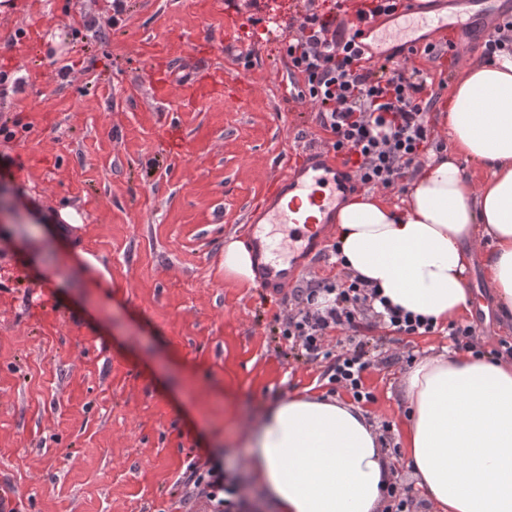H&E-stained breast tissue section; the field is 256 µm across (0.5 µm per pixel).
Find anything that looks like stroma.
Here are the masks:
<instances>
[{"label":"stroma","mask_w":512,"mask_h":512,"mask_svg":"<svg viewBox=\"0 0 512 512\" xmlns=\"http://www.w3.org/2000/svg\"><path fill=\"white\" fill-rule=\"evenodd\" d=\"M0 12V493L15 512H211L187 484L189 467L246 474L254 417L296 391L351 402L327 380L326 359L280 334L290 289L224 275V240L244 239L292 159L323 148L316 110L285 96L294 82L284 42L225 48L224 0H12ZM460 7L455 37L422 32L418 46L454 40L463 63L504 0H430ZM336 0H239L241 15L296 33ZM220 62L212 84L209 61ZM440 111L459 66L413 56ZM78 209L62 234L25 218ZM474 252L468 287L484 314L468 322L489 348L512 346V317L496 308ZM374 395L361 410L384 449L401 445L404 354L443 353L447 325L401 336L364 314Z\"/></svg>","instance_id":"stroma-1"}]
</instances>
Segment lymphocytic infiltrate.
Instances as JSON below:
<instances>
[{"label":"lymphocytic infiltrate","mask_w":512,"mask_h":512,"mask_svg":"<svg viewBox=\"0 0 512 512\" xmlns=\"http://www.w3.org/2000/svg\"><path fill=\"white\" fill-rule=\"evenodd\" d=\"M402 2L366 0L347 25L332 16L305 15L298 34L288 40V57L303 80L298 98L317 106L331 148L350 166L357 184L372 189L396 188L432 145L428 114L434 99L426 78L404 60V46L396 48L398 61L378 68L371 63L366 24L396 16ZM293 298L297 311L286 318L282 336L300 343L310 358L329 360V384L356 401H371L363 381L371 365L364 343L333 351L325 338L333 330H357L365 308L378 298L376 288L356 276L310 279L294 289ZM189 479L212 503V512H238L241 488L225 478L221 465L191 472Z\"/></svg>","instance_id":"f902f5d3"}]
</instances>
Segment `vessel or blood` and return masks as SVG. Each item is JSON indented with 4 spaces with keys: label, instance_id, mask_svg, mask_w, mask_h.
<instances>
[{
    "label": "vessel or blood",
    "instance_id": "vessel-or-blood-1",
    "mask_svg": "<svg viewBox=\"0 0 512 512\" xmlns=\"http://www.w3.org/2000/svg\"><path fill=\"white\" fill-rule=\"evenodd\" d=\"M405 3L400 24L371 29L373 42L395 40L410 47L419 31L452 33L465 26L461 17L431 12L423 0ZM278 183L273 204L247 226L256 279L260 287L272 289L287 287L302 271L306 255L321 246L353 179L343 158L311 150Z\"/></svg>",
    "mask_w": 512,
    "mask_h": 512
}]
</instances>
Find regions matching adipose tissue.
<instances>
[{"mask_svg": "<svg viewBox=\"0 0 512 512\" xmlns=\"http://www.w3.org/2000/svg\"><path fill=\"white\" fill-rule=\"evenodd\" d=\"M442 121L453 152L432 155L401 203L372 194L337 209L344 265L391 305L456 321L487 238L485 275L512 315V53L466 65ZM472 166L490 171L477 188ZM401 385L404 456L437 512H512V360L451 349L416 361ZM247 443L267 512H379L390 472L357 406L290 394L254 420Z\"/></svg>", "mask_w": 512, "mask_h": 512, "instance_id": "1", "label": "adipose tissue"}]
</instances>
